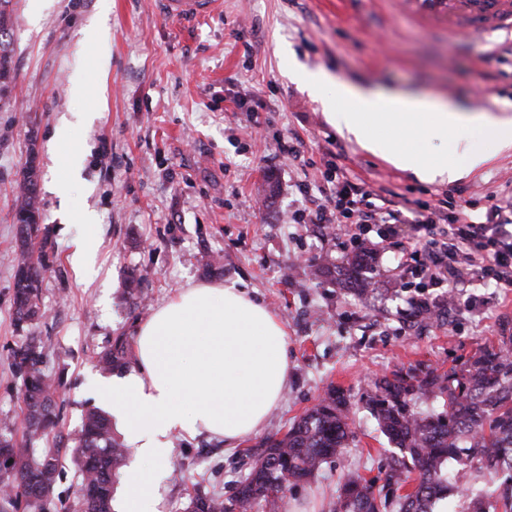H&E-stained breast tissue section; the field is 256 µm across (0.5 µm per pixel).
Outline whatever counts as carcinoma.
Wrapping results in <instances>:
<instances>
[{
	"label": "carcinoma",
	"instance_id": "obj_1",
	"mask_svg": "<svg viewBox=\"0 0 512 512\" xmlns=\"http://www.w3.org/2000/svg\"><path fill=\"white\" fill-rule=\"evenodd\" d=\"M11 0H0V80L10 77L11 41L4 38L14 24ZM37 181L33 166L23 173L22 194L15 206L19 251L15 269L13 306L18 324L31 325L43 316L40 277L45 263L44 246H36L40 211L36 206ZM360 264L336 266L327 261L311 263L316 278L338 277L359 293L369 282L360 277ZM12 367L21 378L17 398L21 403L24 434L21 440L0 434V484L13 495L0 499L8 512H112L116 482L129 449L114 437L110 416L88 410L80 427L67 434L59 425L56 394L62 381L44 368L45 354L37 337L11 350ZM135 361L125 336H117L97 353L96 367L107 374ZM420 396L443 399L445 411L423 415L412 406ZM365 404L381 432L394 445L386 481L401 485L406 474L417 472L411 492L392 502L374 495L359 471L347 474L334 512H435L441 499L454 496L448 463L463 453L489 472L512 471V357L503 351L481 349L463 373L434 371L423 377L395 375L374 382ZM350 432L348 401L344 393L329 390L320 402L296 420L280 437L261 444L251 471L239 482L235 494H196L186 512H253L255 505L282 512L288 491L308 479L328 460L341 454ZM43 440L48 448H35ZM74 466L80 481L69 504L55 503V487L66 468Z\"/></svg>",
	"mask_w": 512,
	"mask_h": 512
}]
</instances>
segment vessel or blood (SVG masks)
Returning <instances> with one entry per match:
<instances>
[{
	"mask_svg": "<svg viewBox=\"0 0 512 512\" xmlns=\"http://www.w3.org/2000/svg\"><path fill=\"white\" fill-rule=\"evenodd\" d=\"M173 19L199 18L210 13L216 0H161ZM405 11L434 25H445L449 42H465L482 53L512 46V0H399Z\"/></svg>",
	"mask_w": 512,
	"mask_h": 512,
	"instance_id": "b4317fda",
	"label": "vessel or blood"
}]
</instances>
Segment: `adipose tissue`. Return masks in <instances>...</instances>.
Listing matches in <instances>:
<instances>
[{"instance_id": "adipose-tissue-1", "label": "adipose tissue", "mask_w": 512, "mask_h": 512, "mask_svg": "<svg viewBox=\"0 0 512 512\" xmlns=\"http://www.w3.org/2000/svg\"><path fill=\"white\" fill-rule=\"evenodd\" d=\"M299 79L339 134L425 183L459 179L512 148V114L502 109L356 87L322 71ZM474 137L492 153L472 151ZM134 348V370L100 381L98 396L144 462L168 456L176 435L237 447L262 433L288 387L285 326L241 287L179 289L139 325Z\"/></svg>"}]
</instances>
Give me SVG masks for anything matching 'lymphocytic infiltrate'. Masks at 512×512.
<instances>
[{
  "instance_id": "lymphocytic-infiltrate-1",
  "label": "lymphocytic infiltrate",
  "mask_w": 512,
  "mask_h": 512,
  "mask_svg": "<svg viewBox=\"0 0 512 512\" xmlns=\"http://www.w3.org/2000/svg\"><path fill=\"white\" fill-rule=\"evenodd\" d=\"M358 224L378 225L380 239L395 235L400 223L397 211L376 205L368 194H357L349 182L336 184L333 208H320L310 216L315 224H331L342 219ZM448 221L445 238L433 237L436 224ZM410 249L418 264V272L429 284L463 281L467 276H493L501 287L512 286V202L498 201L490 206L487 221L474 223L464 210L452 217L433 208L423 214L414 226Z\"/></svg>"
}]
</instances>
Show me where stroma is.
Masks as SVG:
<instances>
[{"label":"stroma","instance_id":"stroma-1","mask_svg":"<svg viewBox=\"0 0 512 512\" xmlns=\"http://www.w3.org/2000/svg\"><path fill=\"white\" fill-rule=\"evenodd\" d=\"M12 80L0 87V434L22 438L10 350L36 336L47 374L61 378L65 429L97 401V353L132 336L137 322L190 283L247 288L288 332V388L262 436L237 447L204 435L172 440L156 466L162 512H184L190 495L231 497L261 452L329 388L348 399L346 448L295 485L290 512H332L350 468L381 494L392 445L363 400L378 378L464 369L484 347L512 351V287L469 277L456 305L448 290L412 273L411 219L426 208L459 207L485 217L492 198L512 195V150L448 184H426L341 137L321 105L288 76L293 64L379 90L432 93L474 109L512 110V60H485L440 29L400 16L395 0H224L222 8L177 22L160 0H53L31 22V0H12ZM82 86L74 95V86ZM84 112L72 146H51L60 121ZM83 156L67 200L52 192L70 150ZM35 157L45 314L18 327L13 313L20 172ZM277 184L264 202L265 175ZM374 202L406 216L399 236L367 265L374 290L359 297L314 279L311 261L340 264L361 247L358 227L331 233L304 222L328 204L337 175ZM97 215L93 224L83 215ZM94 235L92 270L76 269L74 242ZM221 255L208 271L201 255ZM142 277L143 298L128 295ZM424 296L431 311L411 305ZM465 493L495 498L511 478L477 463L448 466Z\"/></svg>","mask_w":512,"mask_h":512}]
</instances>
